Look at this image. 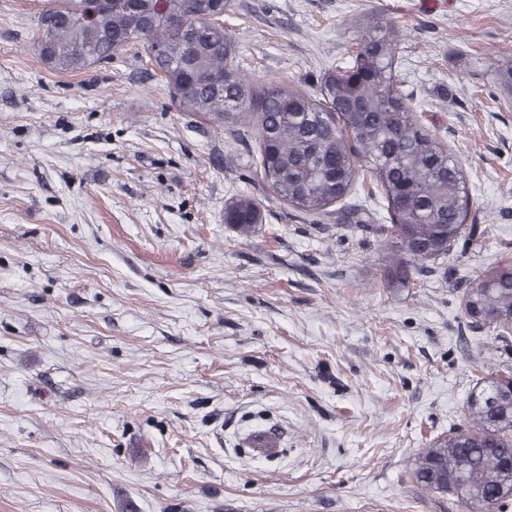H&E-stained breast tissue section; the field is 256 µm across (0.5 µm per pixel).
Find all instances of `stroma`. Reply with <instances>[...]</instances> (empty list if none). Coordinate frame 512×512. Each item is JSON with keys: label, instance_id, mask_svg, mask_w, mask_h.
Listing matches in <instances>:
<instances>
[{"label": "stroma", "instance_id": "35a3bbf8", "mask_svg": "<svg viewBox=\"0 0 512 512\" xmlns=\"http://www.w3.org/2000/svg\"><path fill=\"white\" fill-rule=\"evenodd\" d=\"M47 0H0V512H463L414 483L476 383L512 367L459 300L512 259V0H232L251 79L315 92L362 22L460 161L464 236L410 287L375 224H314L241 124L179 112L143 48L75 72ZM262 204L245 234L224 222ZM276 429L281 453L244 441ZM262 205L250 196H240L224 208V222L230 224L240 233H247L253 224L262 221Z\"/></svg>", "mask_w": 512, "mask_h": 512}]
</instances>
